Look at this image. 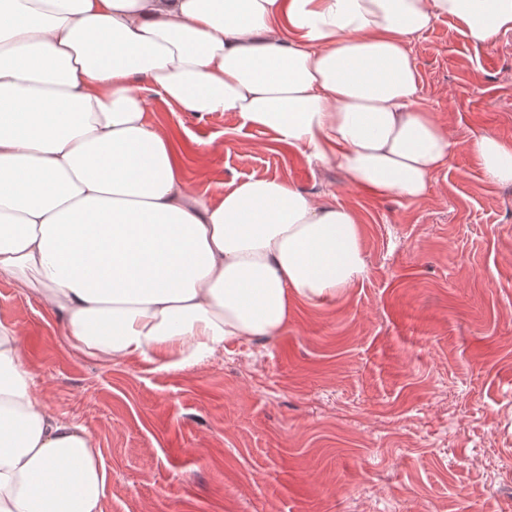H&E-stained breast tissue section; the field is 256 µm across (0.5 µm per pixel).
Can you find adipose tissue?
<instances>
[{
  "label": "adipose tissue",
  "mask_w": 512,
  "mask_h": 512,
  "mask_svg": "<svg viewBox=\"0 0 512 512\" xmlns=\"http://www.w3.org/2000/svg\"><path fill=\"white\" fill-rule=\"evenodd\" d=\"M441 17L490 44L512 0H0V276L98 360L178 370L278 335L289 299L365 273L358 216L274 178L190 193L146 92L416 201L457 148L409 49ZM471 149L512 182V142ZM106 482L92 433L49 412L0 322V512H104Z\"/></svg>",
  "instance_id": "ef3b65f1"
}]
</instances>
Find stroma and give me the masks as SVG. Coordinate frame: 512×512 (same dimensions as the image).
Masks as SVG:
<instances>
[{"mask_svg":"<svg viewBox=\"0 0 512 512\" xmlns=\"http://www.w3.org/2000/svg\"><path fill=\"white\" fill-rule=\"evenodd\" d=\"M410 49L457 143L413 202L351 187L238 114L148 95L189 191L278 178L357 213L367 274L291 302L277 336L186 370L99 361L0 278V322L49 411L95 438L104 512H512V184L488 183L470 149L481 132L512 142V31L486 45L443 17Z\"/></svg>","mask_w":512,"mask_h":512,"instance_id":"stroma-1","label":"stroma"}]
</instances>
